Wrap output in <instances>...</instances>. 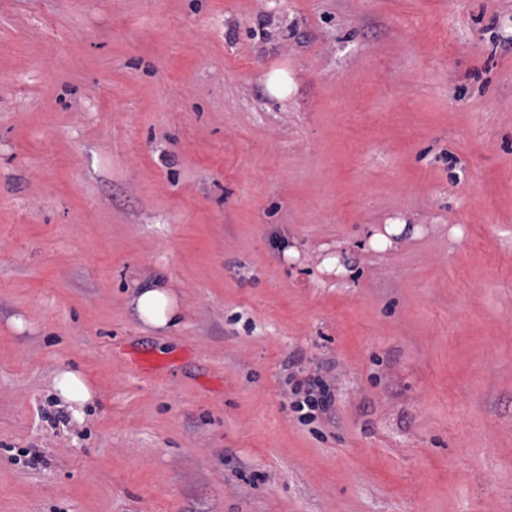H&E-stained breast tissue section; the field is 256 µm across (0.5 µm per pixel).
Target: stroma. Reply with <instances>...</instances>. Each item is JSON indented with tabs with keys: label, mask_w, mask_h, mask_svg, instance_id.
Here are the masks:
<instances>
[{
	"label": "stroma",
	"mask_w": 512,
	"mask_h": 512,
	"mask_svg": "<svg viewBox=\"0 0 512 512\" xmlns=\"http://www.w3.org/2000/svg\"><path fill=\"white\" fill-rule=\"evenodd\" d=\"M0 512H512V0H0ZM131 303L145 326L166 329L176 325L180 307L176 296L166 288H143ZM53 388L73 415L82 420L85 407L94 399V391L86 378L75 370H60L53 378ZM332 402V395L319 380L308 382V393L304 403L310 411L325 413L331 407Z\"/></svg>",
	"instance_id": "35a3bbf8"
}]
</instances>
